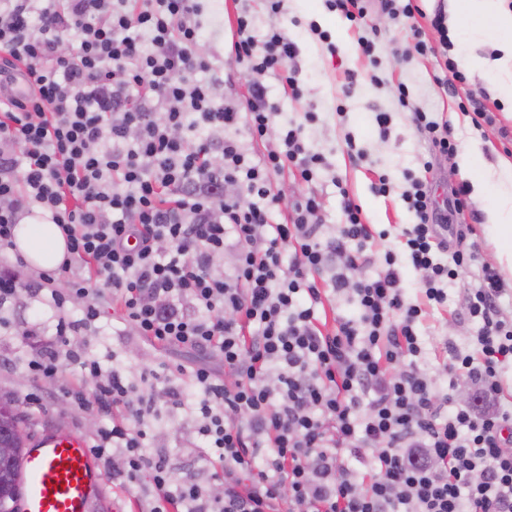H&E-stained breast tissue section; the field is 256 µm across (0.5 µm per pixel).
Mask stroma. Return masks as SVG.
I'll use <instances>...</instances> for the list:
<instances>
[{"label":"stroma","instance_id":"35a3bbf8","mask_svg":"<svg viewBox=\"0 0 512 512\" xmlns=\"http://www.w3.org/2000/svg\"><path fill=\"white\" fill-rule=\"evenodd\" d=\"M418 4L423 12L420 23L431 42L439 40L431 20L436 13L444 14L450 59L466 52L494 57L496 30L491 24L482 25L465 17L461 0H418ZM240 5L254 15L256 36H263L275 24L297 43L301 96L292 97L273 75L264 78L268 94L278 106L272 128L277 131L287 123L304 124L311 150L326 162L310 183L289 170L274 175L281 199L273 211V223L283 222L293 201L312 192L321 199L325 225L336 227L343 221L341 194L349 192L360 206L365 223L389 233L374 248L375 263L364 269L365 275L373 276L382 270L381 259L387 248L397 245L398 235L415 221L402 200L408 187L405 173L410 171L426 179L440 200L448 197L451 188L466 182L455 157L431 155L424 135L398 102L396 87L400 84L407 87L414 105L434 119L450 122L460 148L477 151V169L497 167L503 160L512 162V143L504 144L500 137L501 130L512 132V112L505 110L489 83L470 72L455 92L446 91L437 81L441 69L435 58L403 56L410 33L408 21L393 19L377 6L357 26L341 12L329 10L325 0H285L282 14L274 18L267 12L266 0H203L205 32L201 46L216 68L229 71L224 95L245 97L253 78L246 68L228 66L233 19ZM322 32L327 34V41L319 40ZM362 35L373 42L372 57L363 56L358 48ZM471 91L484 92L483 102L494 117L493 123L475 124L471 113L458 109L459 100ZM308 111L318 116L309 125L304 122ZM380 112L390 113L392 118L385 135L380 134L375 120ZM381 174L387 175L392 184L390 195L385 197L372 191L373 181ZM498 192V184L489 182L482 195L469 196L465 214L449 218L453 225H472L481 250L476 264L461 271L458 280L449 285L447 310H431L420 327L422 363L429 374H436L446 362L449 344L466 347L473 333L464 317L466 291L479 285L482 265L497 263L496 246L487 227V209ZM15 273L23 288L0 303V399L11 401L31 436L53 429L74 430L89 445H96L99 430L111 426V417L80 408L71 398L75 392L93 398L95 379L81 376L78 368L69 364L63 366L55 382L36 381L29 374L28 363L36 351L26 331L49 338L61 312L51 305L47 292L34 291L38 269L22 264L16 266ZM69 347L97 361L103 370L121 368L135 382L147 369L162 367L174 378L178 366L188 367L195 362L192 355L174 348L158 349L132 335L108 308L101 309L90 327L72 336ZM66 388L71 391L67 397L62 394ZM145 426L152 435V454L166 457L177 479L209 490L223 485L222 475L199 460L201 440L192 409L161 408L157 415L146 418Z\"/></svg>","mask_w":512,"mask_h":512}]
</instances>
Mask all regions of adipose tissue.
Listing matches in <instances>:
<instances>
[{
  "label": "adipose tissue",
  "mask_w": 512,
  "mask_h": 512,
  "mask_svg": "<svg viewBox=\"0 0 512 512\" xmlns=\"http://www.w3.org/2000/svg\"><path fill=\"white\" fill-rule=\"evenodd\" d=\"M464 10L470 16L491 18L501 38L495 60L489 62L464 55L459 64L470 71L489 70L499 100L512 110V10H501L499 0H464ZM490 176L501 185L502 191L496 206L488 212V221L501 243L497 258L512 269V162H504ZM14 240L19 254L36 269H56L66 256L65 238L46 211L23 218L15 228Z\"/></svg>",
  "instance_id": "ef3b65f1"
}]
</instances>
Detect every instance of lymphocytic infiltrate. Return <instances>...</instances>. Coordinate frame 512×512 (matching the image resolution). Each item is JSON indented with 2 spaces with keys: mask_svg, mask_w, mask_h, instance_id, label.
<instances>
[{
  "mask_svg": "<svg viewBox=\"0 0 512 512\" xmlns=\"http://www.w3.org/2000/svg\"><path fill=\"white\" fill-rule=\"evenodd\" d=\"M200 15L198 0H0V51L29 78L23 97L0 99V256L19 212L49 210L67 256L40 281L56 308L83 305L81 319L58 321L33 378L56 379L58 347L105 304L151 344L219 356L221 370L197 366L185 386L154 370L143 389L68 352L95 378L98 412L123 411L93 451L119 456L112 478L140 512H512V314L494 268L468 291L474 332L468 349H448L447 392L419 364L426 307L447 304L478 251H449L439 232L442 210L462 212L466 185L440 207L407 178L416 302L394 250L377 275H360L377 234L352 199L330 237L313 194L272 223L273 175L292 168L309 183L324 164L303 125L267 137L277 107L263 77L296 89L297 45L274 25L257 40L238 10L232 60L254 79L245 99L224 97L199 51ZM410 119L433 154L456 153L448 122L417 108ZM241 124L262 153L235 135ZM226 254L230 267L214 272ZM333 295L351 309L329 326L317 312ZM460 387L471 403L454 401ZM188 402L223 495L176 480L147 452L146 417Z\"/></svg>",
  "mask_w": 512,
  "mask_h": 512,
  "instance_id": "1",
  "label": "lymphocytic infiltrate"
}]
</instances>
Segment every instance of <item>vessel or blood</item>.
I'll list each match as a JSON object with an SVG mask.
<instances>
[{"label":"vessel or blood","instance_id":"obj_1","mask_svg":"<svg viewBox=\"0 0 512 512\" xmlns=\"http://www.w3.org/2000/svg\"><path fill=\"white\" fill-rule=\"evenodd\" d=\"M102 478L80 435L46 432L22 456L20 512H91Z\"/></svg>","mask_w":512,"mask_h":512}]
</instances>
